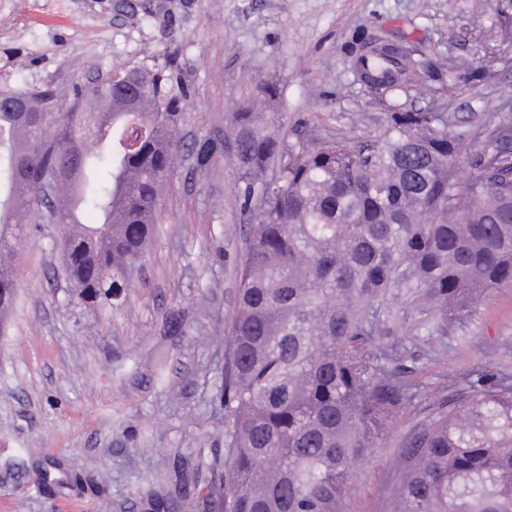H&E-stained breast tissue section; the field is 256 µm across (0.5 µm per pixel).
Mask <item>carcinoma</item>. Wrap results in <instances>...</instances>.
Returning a JSON list of instances; mask_svg holds the SVG:
<instances>
[{
  "mask_svg": "<svg viewBox=\"0 0 512 512\" xmlns=\"http://www.w3.org/2000/svg\"><path fill=\"white\" fill-rule=\"evenodd\" d=\"M355 40V72L386 109L363 147L281 130L276 83L257 85L232 130L189 150L191 172L238 170L255 219L236 266L225 329L224 474L206 496L179 480L161 512H345L354 464L426 393L416 352L471 318L487 290L512 284V123L477 132L465 182L457 156L470 131L412 100L481 82L474 62L434 61L416 47ZM182 74L133 67L88 89L114 112L75 102L52 111L46 88L0 92V252L40 223L38 186L76 184L54 210L62 270L75 297L122 304L150 240L179 148ZM93 211L103 234L69 231ZM17 277L0 266V312ZM384 512H512V373L476 370L402 443Z\"/></svg>",
  "mask_w": 512,
  "mask_h": 512,
  "instance_id": "1",
  "label": "carcinoma"
}]
</instances>
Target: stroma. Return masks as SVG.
I'll use <instances>...</instances> for the list:
<instances>
[{"instance_id": "35a3bbf8", "label": "stroma", "mask_w": 512, "mask_h": 512, "mask_svg": "<svg viewBox=\"0 0 512 512\" xmlns=\"http://www.w3.org/2000/svg\"><path fill=\"white\" fill-rule=\"evenodd\" d=\"M358 34L487 65L489 79L448 89L442 107L474 131L512 122V0H0V89L50 87L64 112L91 83L137 66L174 67L193 88L173 190L121 307L77 303L54 224L14 258V314L0 326V512L20 501L24 512H154L177 472L222 464L224 325L250 217L236 168L189 178L186 148L229 131L264 79L279 86L288 128L365 144L385 110L350 67ZM464 333L432 343L427 394L356 465L346 512H382L400 444L448 385L512 372V285L482 296Z\"/></svg>"}]
</instances>
